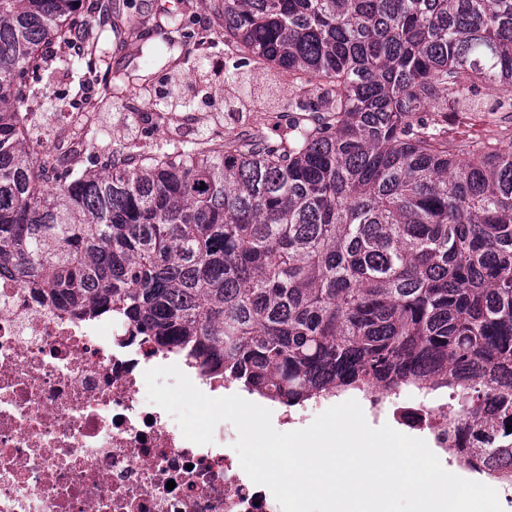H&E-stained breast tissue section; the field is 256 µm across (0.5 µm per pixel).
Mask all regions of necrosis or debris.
Here are the masks:
<instances>
[{"instance_id": "1", "label": "necrosis or debris", "mask_w": 512, "mask_h": 512, "mask_svg": "<svg viewBox=\"0 0 512 512\" xmlns=\"http://www.w3.org/2000/svg\"><path fill=\"white\" fill-rule=\"evenodd\" d=\"M171 363L136 326L70 316L1 273L0 512H281L241 468L231 423L198 445L149 401L145 371ZM365 399L373 420L424 435L440 462L473 460L512 505V458L474 457L457 390Z\"/></svg>"}]
</instances>
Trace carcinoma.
<instances>
[{"instance_id": "carcinoma-1", "label": "carcinoma", "mask_w": 512, "mask_h": 512, "mask_svg": "<svg viewBox=\"0 0 512 512\" xmlns=\"http://www.w3.org/2000/svg\"><path fill=\"white\" fill-rule=\"evenodd\" d=\"M224 105L254 61L288 76L280 141L96 152L51 187L32 110L53 65L85 79L94 0H0V269L74 316L110 311L212 377L296 405L425 385L470 409L488 458L512 448V133L448 135L441 105L512 112V0H212ZM77 52L64 58L49 48ZM431 112L433 116L423 117Z\"/></svg>"}]
</instances>
